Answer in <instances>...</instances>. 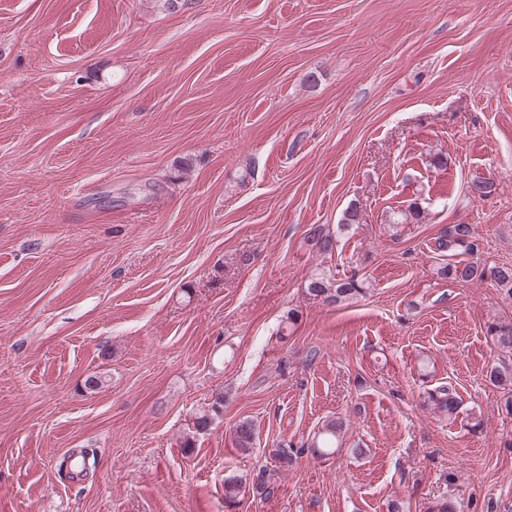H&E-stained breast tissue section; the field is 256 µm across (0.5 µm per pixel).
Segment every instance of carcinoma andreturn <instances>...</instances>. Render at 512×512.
Here are the masks:
<instances>
[{
  "label": "carcinoma",
  "mask_w": 512,
  "mask_h": 512,
  "mask_svg": "<svg viewBox=\"0 0 512 512\" xmlns=\"http://www.w3.org/2000/svg\"><path fill=\"white\" fill-rule=\"evenodd\" d=\"M313 248L320 254H329L336 247L334 236L321 227L311 230L309 235ZM436 249L450 261L437 269V275L453 282L465 283L475 279L488 281L498 291L512 298V265L503 263L494 266H480L476 263L455 260L460 255L474 254L478 250L477 238L471 224H446L440 227L435 241ZM366 290V282L356 275L347 278H335L334 275L322 270L310 276L307 283V293L316 299L334 304L351 300ZM487 335L503 349L512 350V323L493 322L487 327ZM429 400L442 414L452 418L459 410L456 393L449 386L440 385L429 392ZM223 401L218 399L211 410L197 416L194 421L196 431H207L215 417L223 409ZM343 427L341 420H328L320 433L314 447L320 449L323 455H331L336 447V439ZM235 445L248 450L254 443V427L249 420H241L234 429ZM242 481L234 476L224 479V503L231 508L238 502Z\"/></svg>",
  "instance_id": "obj_1"
}]
</instances>
